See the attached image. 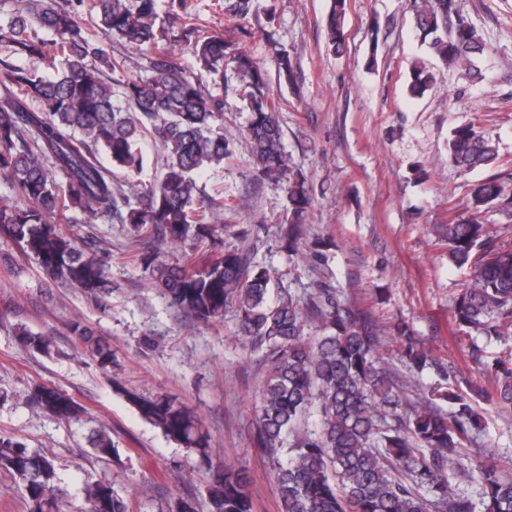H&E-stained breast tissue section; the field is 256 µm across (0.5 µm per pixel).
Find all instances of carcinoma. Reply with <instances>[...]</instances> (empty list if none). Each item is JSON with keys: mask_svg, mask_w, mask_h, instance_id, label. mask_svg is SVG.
<instances>
[{"mask_svg": "<svg viewBox=\"0 0 512 512\" xmlns=\"http://www.w3.org/2000/svg\"><path fill=\"white\" fill-rule=\"evenodd\" d=\"M82 2L16 0L13 12L0 20V45L11 51V58L0 61V176L24 201L22 207L0 205V238L15 243L47 277L78 289L105 313L112 297L105 263L95 250L80 247L60 223H71L73 208L91 222L116 215L135 235L156 243L137 255V262L172 307L206 325L232 314L236 335L250 354L261 356L265 368L256 410L258 441L273 456L282 512H473L472 501L455 494L448 482V471L464 467L466 426L475 421L464 396L451 390L436 395L454 405L450 417L440 414L429 397L411 412H401L389 368L354 315L337 303L333 289L319 287L307 305L283 289L272 303L271 273L246 251L229 249L201 261L193 252L218 230L241 237L246 231L224 222L237 206L207 197L198 187L196 175L223 164L233 154V141L224 137V99L177 61L179 42L193 51L212 84H224L228 67L239 78L255 175L286 186L281 247L290 253L299 249L312 198L306 179L290 168L266 72L240 41L229 34L199 35L175 9L168 24H157V0H96L104 40L149 52V75L130 77L125 61L80 25ZM252 7V0H224L225 13L235 21L247 19ZM409 10L422 44L441 65L464 70L472 81L482 77L479 63L487 43L460 13L457 0H409ZM43 30L53 38H44ZM326 34L333 53H342L343 0H335ZM268 46L278 80L294 84L289 52L272 37ZM22 59H37L56 73L46 77L17 64ZM410 76L411 95L423 96L431 76L416 66ZM114 85L123 88L122 106L113 101ZM33 102L40 109H33ZM147 133L166 152L165 171L140 189L136 205L124 215L112 168L142 171L138 144ZM98 150L112 167L97 158ZM498 158L496 142L474 125L452 129L448 164L459 173L491 168ZM46 160L62 180L50 174ZM511 209L512 176L494 173L475 183L464 211L439 228L448 261L468 270L453 306L455 322L468 335L512 331V246L500 243L498 229L485 219L491 211ZM308 309L321 323L319 336L309 335ZM70 331L102 371L112 372V350L92 327L76 320ZM399 334L405 340L401 358L425 366L428 354L415 344L412 331L404 327ZM16 337L35 353H57L53 337L26 326L17 328ZM486 371L496 402L512 409V361L497 359ZM113 389L186 448L197 469L210 473L209 512H253L247 473L213 462L208 432L194 409L118 383ZM28 399L68 425L87 423L86 409L56 386L40 384ZM312 409L319 422L310 430L302 420ZM89 446L98 461H112L115 444L109 433L91 430ZM471 469L488 499L486 512H512V476L485 462ZM0 473L19 481L28 512H60L53 459L1 436ZM80 494L84 512H130L109 478L84 484Z\"/></svg>", "mask_w": 512, "mask_h": 512, "instance_id": "cac0c4a2", "label": "carcinoma"}]
</instances>
